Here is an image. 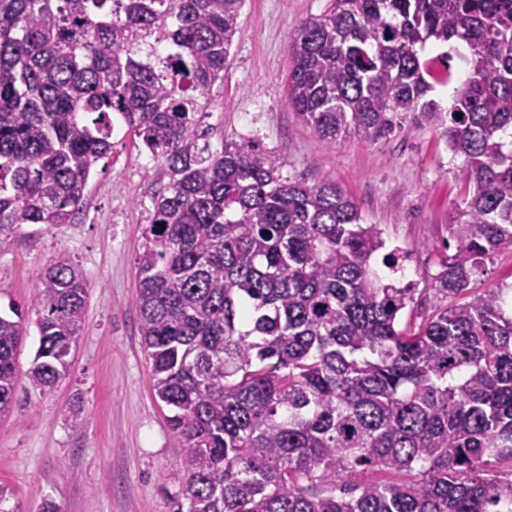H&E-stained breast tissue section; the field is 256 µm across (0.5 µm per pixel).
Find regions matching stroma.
Segmentation results:
<instances>
[{
  "instance_id": "1",
  "label": "stroma",
  "mask_w": 512,
  "mask_h": 512,
  "mask_svg": "<svg viewBox=\"0 0 512 512\" xmlns=\"http://www.w3.org/2000/svg\"><path fill=\"white\" fill-rule=\"evenodd\" d=\"M326 6L246 0L203 123L214 144L258 138L284 158L285 175L335 179L386 243L410 252L417 322L449 302L436 278L465 192L459 162L438 135L408 126L374 144L351 136L329 148L289 108V37ZM112 156L95 166L74 223L29 224L0 243L1 305L27 307L39 271L60 255L89 285L68 376L46 392L19 381L0 420V485L18 512L47 502L58 512H166L163 492L178 486L180 450L152 387L135 301L134 256L168 177L136 139L117 138Z\"/></svg>"
}]
</instances>
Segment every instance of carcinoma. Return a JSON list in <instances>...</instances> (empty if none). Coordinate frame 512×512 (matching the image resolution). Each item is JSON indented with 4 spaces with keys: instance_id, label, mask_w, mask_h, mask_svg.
I'll return each mask as SVG.
<instances>
[{
    "instance_id": "cac0c4a2",
    "label": "carcinoma",
    "mask_w": 512,
    "mask_h": 512,
    "mask_svg": "<svg viewBox=\"0 0 512 512\" xmlns=\"http://www.w3.org/2000/svg\"><path fill=\"white\" fill-rule=\"evenodd\" d=\"M244 0H0V241L73 223L126 128L169 172L136 253L141 344L181 448L168 512H512V288L470 283L512 246V0H329L290 36L288 106L328 147L429 129L468 188L438 290L399 328L408 255L332 178L283 175L200 128ZM467 73L449 109L429 97ZM389 271L383 278L376 262ZM87 283L36 278L43 391L71 365ZM23 311H0V415Z\"/></svg>"
}]
</instances>
